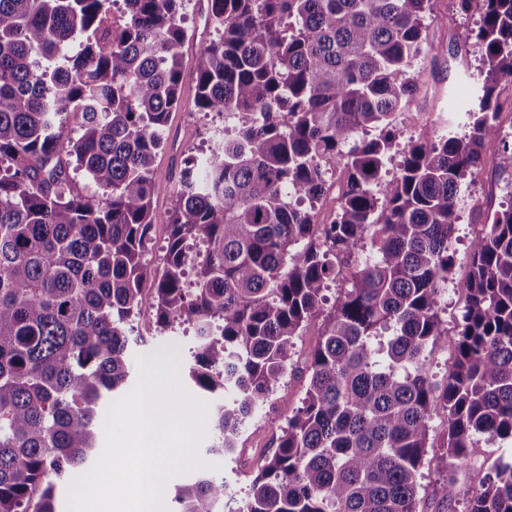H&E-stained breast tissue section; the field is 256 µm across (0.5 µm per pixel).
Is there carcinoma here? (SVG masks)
Here are the masks:
<instances>
[{"label":"carcinoma","mask_w":512,"mask_h":512,"mask_svg":"<svg viewBox=\"0 0 512 512\" xmlns=\"http://www.w3.org/2000/svg\"><path fill=\"white\" fill-rule=\"evenodd\" d=\"M190 2L0 0V512H57V483L98 451L99 406L126 383L144 303L163 330L194 327L195 389L234 394L214 404L208 435L225 456L339 281L302 406L257 463L243 512H416L437 409L450 472L479 438L512 444V201L470 243L446 381L427 368L448 336L458 196L512 111L499 91L512 83V0H456L480 11L482 92L464 133L403 146L414 68L443 50L424 36L432 0H208L216 38L197 58L196 104L233 123L185 160L152 271L156 158ZM71 167L100 195L74 189ZM225 488L203 472L176 489V512H224ZM464 512H512V457Z\"/></svg>","instance_id":"1"}]
</instances>
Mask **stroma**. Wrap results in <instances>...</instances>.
<instances>
[{"mask_svg":"<svg viewBox=\"0 0 512 512\" xmlns=\"http://www.w3.org/2000/svg\"><path fill=\"white\" fill-rule=\"evenodd\" d=\"M477 12L461 13L454 0H433L427 17L428 42L443 46L436 59L419 61L415 74L421 87L416 102L401 118V137L409 139L423 134L435 120L448 122L457 132H464L467 111L480 93L484 58L472 32L479 24ZM190 34L185 47L183 69L186 78L182 99L172 112L164 132L165 145L156 162L157 178L152 196V231L146 244L149 267L160 268L166 253L169 225L173 215V199L180 183L184 160L188 155L208 154L215 143L214 133L223 128L224 118L214 112H203L194 101L191 74L200 51L214 38V28L205 6L188 11L183 21ZM512 185V171L497 167V152L489 150L482 172L475 180L465 181L462 192L460 220L455 226L451 245L454 250L452 280L465 279L469 271V243L493 215L497 203L503 201ZM466 305L463 291L445 292L442 318L448 327V346L436 351L429 361V373L434 380H443L455 356L458 324ZM137 343L132 344L131 357L142 356L158 364L173 363L187 370L196 347L190 325L160 329L150 304H143L134 319ZM324 330L322 316L303 324L295 345L288 372L270 399L269 407L257 412L243 431L236 452L216 457L199 449L198 454L211 467L220 470L228 484L238 492V503H245L256 463L270 455L289 418L300 406L307 387V366L310 352L321 339ZM512 456V446L481 442L472 448L469 470L451 475L442 463L438 449H430L418 475L420 484L417 512H445L453 507L462 512L467 491L478 488L488 466L497 458Z\"/></svg>","mask_w":512,"mask_h":512,"instance_id":"stroma-1","label":"stroma"}]
</instances>
